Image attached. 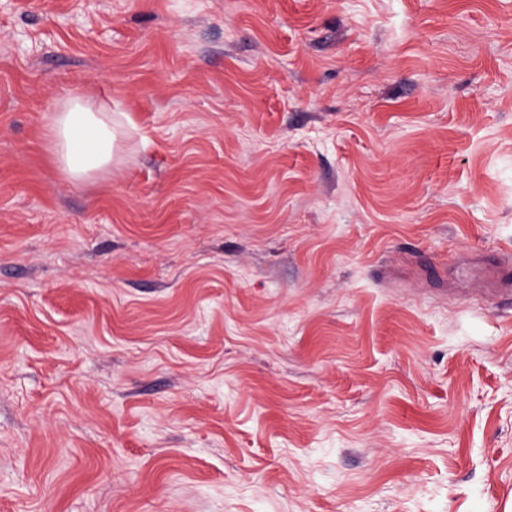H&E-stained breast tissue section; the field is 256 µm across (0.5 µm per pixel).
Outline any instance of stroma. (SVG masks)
I'll use <instances>...</instances> for the list:
<instances>
[{"label": "stroma", "mask_w": 512, "mask_h": 512, "mask_svg": "<svg viewBox=\"0 0 512 512\" xmlns=\"http://www.w3.org/2000/svg\"><path fill=\"white\" fill-rule=\"evenodd\" d=\"M505 262L512 0H0V512H512ZM46 137L49 151L70 181L82 182L112 170V112L96 108L89 99L68 96L53 112Z\"/></svg>", "instance_id": "stroma-1"}]
</instances>
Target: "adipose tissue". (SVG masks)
<instances>
[{"label":"adipose tissue","mask_w":512,"mask_h":512,"mask_svg":"<svg viewBox=\"0 0 512 512\" xmlns=\"http://www.w3.org/2000/svg\"><path fill=\"white\" fill-rule=\"evenodd\" d=\"M47 142L59 169L70 181L81 182L112 169V115L88 99H65L50 118Z\"/></svg>","instance_id":"adipose-tissue-1"}]
</instances>
